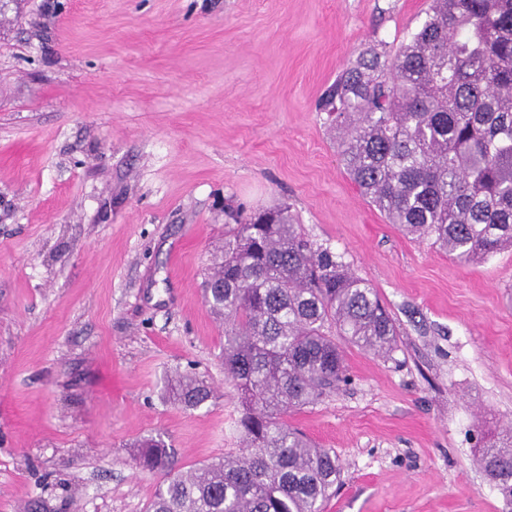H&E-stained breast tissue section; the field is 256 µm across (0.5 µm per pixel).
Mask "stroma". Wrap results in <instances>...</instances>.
Returning a JSON list of instances; mask_svg holds the SVG:
<instances>
[{
  "label": "stroma",
  "mask_w": 512,
  "mask_h": 512,
  "mask_svg": "<svg viewBox=\"0 0 512 512\" xmlns=\"http://www.w3.org/2000/svg\"><path fill=\"white\" fill-rule=\"evenodd\" d=\"M431 0H0V512H143L130 464L238 450L204 272L232 218L288 207L400 333L292 422L341 466L325 512H506L478 459L512 428V249L464 264L362 196L318 103ZM213 397L161 398L178 372Z\"/></svg>",
  "instance_id": "obj_1"
}]
</instances>
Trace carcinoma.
Returning a JSON list of instances; mask_svg holds the SVG:
<instances>
[{
  "label": "carcinoma",
  "mask_w": 512,
  "mask_h": 512,
  "mask_svg": "<svg viewBox=\"0 0 512 512\" xmlns=\"http://www.w3.org/2000/svg\"><path fill=\"white\" fill-rule=\"evenodd\" d=\"M320 109L351 180L406 236L466 263L512 247V0H432L395 53L360 54ZM204 291L224 320L241 449L181 471L164 435L136 441L133 464L164 475L145 512H323L341 465L288 416L346 380L340 343L392 356L390 313L286 207L227 226ZM211 399L195 373L166 394L186 409ZM480 462L511 507V429Z\"/></svg>",
  "instance_id": "carcinoma-1"
}]
</instances>
